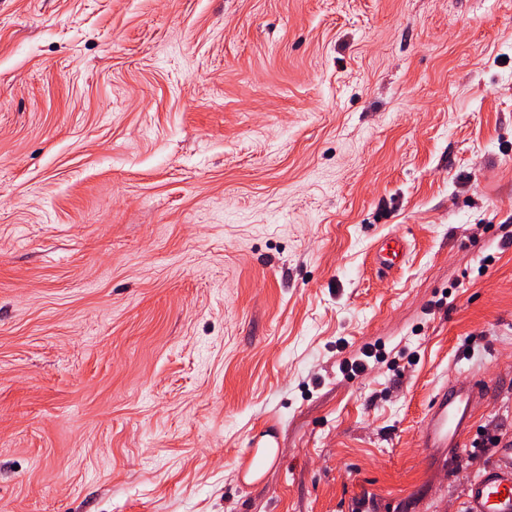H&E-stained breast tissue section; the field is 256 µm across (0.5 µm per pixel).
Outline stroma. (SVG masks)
I'll list each match as a JSON object with an SVG mask.
<instances>
[{"instance_id": "35a3bbf8", "label": "stroma", "mask_w": 512, "mask_h": 512, "mask_svg": "<svg viewBox=\"0 0 512 512\" xmlns=\"http://www.w3.org/2000/svg\"><path fill=\"white\" fill-rule=\"evenodd\" d=\"M470 374L498 447H421ZM508 463L512 0H0V512H470ZM390 240L392 245L380 250L373 258L377 272L384 276L405 262L410 249V243L404 236L394 235Z\"/></svg>"}]
</instances>
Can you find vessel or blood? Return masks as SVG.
<instances>
[{
    "label": "vessel or blood",
    "instance_id": "vessel-or-blood-1",
    "mask_svg": "<svg viewBox=\"0 0 512 512\" xmlns=\"http://www.w3.org/2000/svg\"><path fill=\"white\" fill-rule=\"evenodd\" d=\"M410 243L401 235L375 254L379 274H389L402 265ZM489 396V384L479 375L454 380L436 388L424 414L421 441L426 448L461 447V436L469 428L474 407ZM471 512H512V467L493 468L482 474L469 489Z\"/></svg>",
    "mask_w": 512,
    "mask_h": 512
}]
</instances>
